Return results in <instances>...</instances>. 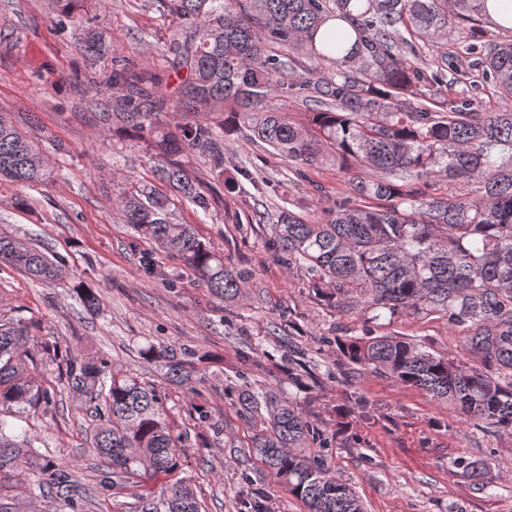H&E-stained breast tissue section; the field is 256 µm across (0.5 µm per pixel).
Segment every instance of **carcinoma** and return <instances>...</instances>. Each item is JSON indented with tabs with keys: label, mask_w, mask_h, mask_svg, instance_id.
<instances>
[{
	"label": "carcinoma",
	"mask_w": 512,
	"mask_h": 512,
	"mask_svg": "<svg viewBox=\"0 0 512 512\" xmlns=\"http://www.w3.org/2000/svg\"><path fill=\"white\" fill-rule=\"evenodd\" d=\"M184 38L170 52L189 72L186 100L174 111L184 122L161 119L155 79L115 63L108 88L119 99L136 142L154 148V170L169 196L131 181L119 189L116 209L142 238L176 253L216 297H239L244 275L224 265L188 224L171 221L174 198L204 212L214 199L190 177L181 157L194 153L224 165L221 137L243 127L254 140L302 167L328 161L356 168L347 194L307 220L286 208L272 225L270 247L302 269L314 295L330 303L353 299L371 323L402 315L437 314L462 334L459 360L432 353L397 336L373 334L343 345L353 364L421 390L448 404L466 422L512 431V39L483 54V77L501 106L476 112L469 96L450 106L443 91L455 11L478 0H157ZM351 31L327 35L318 55L327 73L301 76L295 58L331 18ZM427 48L422 52L421 48ZM288 98L306 103L305 121L283 114ZM202 112L208 121L191 118ZM39 143L0 113V182L52 180ZM475 183L474 194L431 193L434 182ZM0 263L31 281L53 285L64 261L0 231ZM28 327L0 322V495L39 491L67 509L84 512L105 492L123 490L144 475L168 476L179 467L184 437L168 422L165 399L133 377L107 375L108 363L85 361L57 340L41 342L42 358L29 356ZM140 354L166 369V377L192 386L196 351L147 343ZM54 365L64 388L81 398L91 421L97 482L78 479L50 455L31 456L18 442L26 430L3 415L20 406L37 412L54 403L39 380ZM288 383L308 378L304 363L288 355ZM240 413L251 423V448L308 512H363L352 490L307 448L320 429L287 397L243 381ZM140 512H200L182 479L140 496Z\"/></svg>",
	"instance_id": "obj_1"
}]
</instances>
